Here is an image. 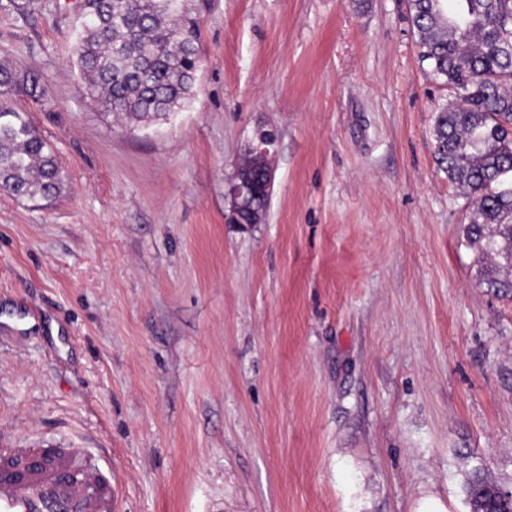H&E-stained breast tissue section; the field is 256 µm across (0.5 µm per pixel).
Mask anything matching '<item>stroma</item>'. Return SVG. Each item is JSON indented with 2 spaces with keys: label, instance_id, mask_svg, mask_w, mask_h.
Returning a JSON list of instances; mask_svg holds the SVG:
<instances>
[{
  "label": "stroma",
  "instance_id": "35a3bbf8",
  "mask_svg": "<svg viewBox=\"0 0 512 512\" xmlns=\"http://www.w3.org/2000/svg\"><path fill=\"white\" fill-rule=\"evenodd\" d=\"M194 96L133 126L78 87L76 0H0V60L66 190L0 193V441L104 449L123 512H471L512 491V297L438 169L455 97L408 0H183ZM264 223L225 218L258 132ZM20 307L34 327L6 324ZM59 327L51 336L50 324ZM0 89L20 90L44 106L51 107L57 102L58 94L41 82L34 73L20 74L7 61H0ZM467 496L473 512H512V499L501 497L497 486L478 477L469 482Z\"/></svg>",
  "mask_w": 512,
  "mask_h": 512
}]
</instances>
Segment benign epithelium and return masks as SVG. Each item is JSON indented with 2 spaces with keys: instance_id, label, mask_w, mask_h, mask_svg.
Wrapping results in <instances>:
<instances>
[{
  "instance_id": "obj_1",
  "label": "benign epithelium",
  "mask_w": 512,
  "mask_h": 512,
  "mask_svg": "<svg viewBox=\"0 0 512 512\" xmlns=\"http://www.w3.org/2000/svg\"><path fill=\"white\" fill-rule=\"evenodd\" d=\"M274 140L267 134H258L257 142L249 149L250 160L237 167L228 181L224 199L228 205L231 224L249 227L265 221V214L253 209L250 200L256 196L271 197L274 168L271 147Z\"/></svg>"
}]
</instances>
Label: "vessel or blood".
<instances>
[{"mask_svg":"<svg viewBox=\"0 0 512 512\" xmlns=\"http://www.w3.org/2000/svg\"><path fill=\"white\" fill-rule=\"evenodd\" d=\"M104 453L0 444V512H121Z\"/></svg>","mask_w":512,"mask_h":512,"instance_id":"b4317fda","label":"vessel or blood"}]
</instances>
